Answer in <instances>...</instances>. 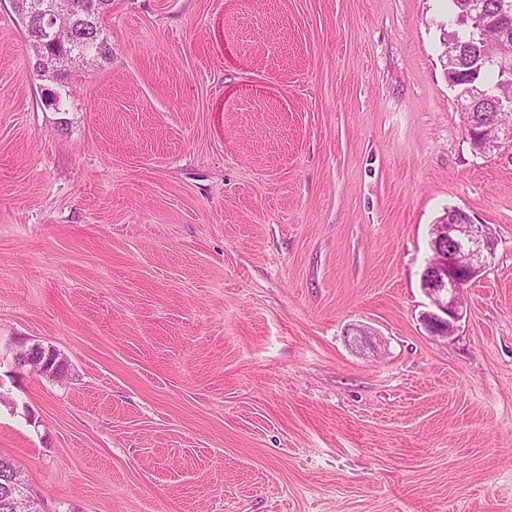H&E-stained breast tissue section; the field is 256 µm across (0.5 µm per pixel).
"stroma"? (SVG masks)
<instances>
[{
  "instance_id": "obj_1",
  "label": "stroma",
  "mask_w": 512,
  "mask_h": 512,
  "mask_svg": "<svg viewBox=\"0 0 512 512\" xmlns=\"http://www.w3.org/2000/svg\"><path fill=\"white\" fill-rule=\"evenodd\" d=\"M62 102L0 0V455L44 512H512V141L448 0H112ZM452 208L492 263L432 336ZM374 344L352 349L350 328ZM465 132L473 151L479 154H487L497 148L500 141L512 137V115L510 122L505 126H498L497 132L493 136L483 133L481 127L472 125L465 127ZM26 347L24 344L12 346L8 344L9 352L12 354V362L14 365L22 368L29 367L39 374L49 379L55 380L62 377L68 370V362L54 348H45L39 343L32 344L24 350L26 355L20 354V348Z\"/></svg>"
}]
</instances>
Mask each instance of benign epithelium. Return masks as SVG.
I'll list each match as a JSON object with an SVG mask.
<instances>
[{
    "label": "benign epithelium",
    "instance_id": "obj_1",
    "mask_svg": "<svg viewBox=\"0 0 512 512\" xmlns=\"http://www.w3.org/2000/svg\"><path fill=\"white\" fill-rule=\"evenodd\" d=\"M85 0H26L21 14L24 22L43 15L58 19L57 27L67 20L86 12ZM466 136L474 152L487 154L497 148L500 141L512 137V121L497 128L493 136L475 126L465 127ZM433 256L422 280V290L435 307L424 311L420 321L434 336L446 338L453 334L460 319V295L466 280L475 278L491 263L496 251V238L486 224H476L468 213L453 209L432 229ZM14 365L30 368L44 377L55 380L68 370V362L54 348L36 343L20 354V346H8ZM13 498L22 500L27 512H43L42 499L27 484L16 482L11 489Z\"/></svg>",
    "mask_w": 512,
    "mask_h": 512
}]
</instances>
